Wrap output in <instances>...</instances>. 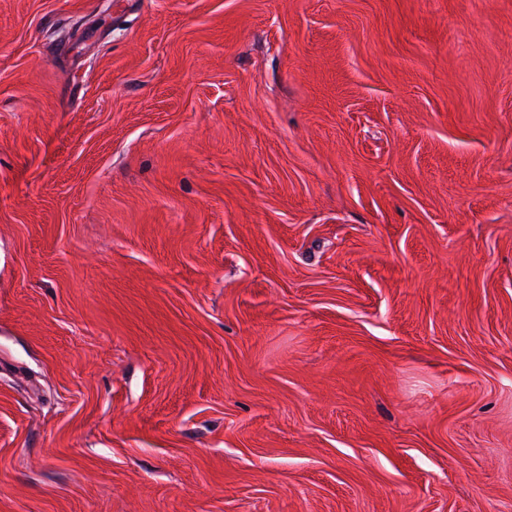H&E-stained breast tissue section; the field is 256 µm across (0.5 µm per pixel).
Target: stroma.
Here are the masks:
<instances>
[{"label":"stroma","mask_w":512,"mask_h":512,"mask_svg":"<svg viewBox=\"0 0 512 512\" xmlns=\"http://www.w3.org/2000/svg\"><path fill=\"white\" fill-rule=\"evenodd\" d=\"M0 512H512V0H0Z\"/></svg>","instance_id":"1"}]
</instances>
